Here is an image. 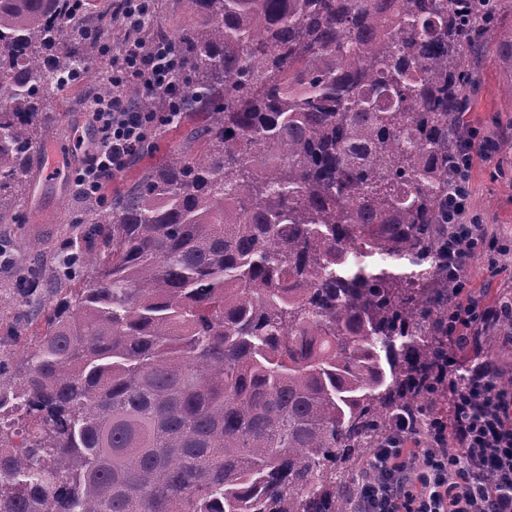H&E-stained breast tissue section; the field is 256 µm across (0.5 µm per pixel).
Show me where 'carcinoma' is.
<instances>
[{
  "mask_svg": "<svg viewBox=\"0 0 512 512\" xmlns=\"http://www.w3.org/2000/svg\"><path fill=\"white\" fill-rule=\"evenodd\" d=\"M183 148L69 246L87 277L0 361V512H350L353 466L445 415L448 169L470 62L512 0H187ZM113 0H0V223L64 89L111 62ZM512 314L480 331L489 345Z\"/></svg>",
  "mask_w": 512,
  "mask_h": 512,
  "instance_id": "obj_1",
  "label": "carcinoma"
}]
</instances>
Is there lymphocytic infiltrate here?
I'll return each mask as SVG.
<instances>
[{
  "label": "lymphocytic infiltrate",
  "mask_w": 512,
  "mask_h": 512,
  "mask_svg": "<svg viewBox=\"0 0 512 512\" xmlns=\"http://www.w3.org/2000/svg\"><path fill=\"white\" fill-rule=\"evenodd\" d=\"M174 63L165 44L140 56L127 46L113 56L108 71L113 81L146 77L150 86L175 92ZM100 141L75 175L82 195L100 197L107 178L121 171L131 153L155 133L161 121L149 112H133L120 101L96 115ZM491 139L478 152H466L462 166L452 170L448 238L455 244V292L468 286L467 267L473 254H489L493 245L471 209V170L476 153L491 155ZM491 362L482 360L472 387L447 418H436L414 447L396 444L378 449L373 465L359 476L352 512H512V393L490 378ZM456 450H449V443Z\"/></svg>",
  "instance_id": "1"
}]
</instances>
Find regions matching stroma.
Here are the masks:
<instances>
[{
  "label": "stroma",
  "mask_w": 512,
  "mask_h": 512,
  "mask_svg": "<svg viewBox=\"0 0 512 512\" xmlns=\"http://www.w3.org/2000/svg\"><path fill=\"white\" fill-rule=\"evenodd\" d=\"M507 63L487 55L477 66L478 90L471 99V119L483 134L494 135L491 116L512 108L504 94ZM90 84L77 85L60 96L54 107L57 131L31 155L25 180L27 195L14 224H0V358L15 359L29 347L39 325L29 316L32 299L22 294L25 284L42 280L49 268L60 266L74 230L83 215V199L74 174L96 145V124ZM158 155L180 149L182 135L159 131L152 137ZM158 155H134L128 165L104 184L102 196L111 199L126 189ZM473 203L483 214L490 233L507 250L499 257L500 271L490 275L483 256L468 267L470 294L484 306L498 296H512V152L506 158L476 156L472 175Z\"/></svg>",
  "instance_id": "1"
}]
</instances>
